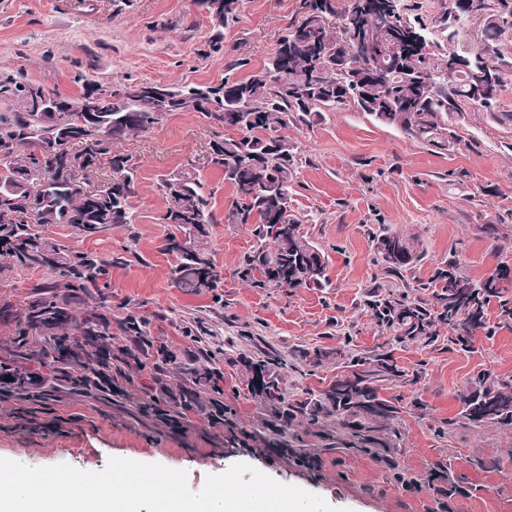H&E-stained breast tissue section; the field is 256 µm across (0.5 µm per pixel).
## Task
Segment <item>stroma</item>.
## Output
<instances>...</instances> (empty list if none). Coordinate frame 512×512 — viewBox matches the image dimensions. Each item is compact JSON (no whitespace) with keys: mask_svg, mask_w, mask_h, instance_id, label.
Wrapping results in <instances>:
<instances>
[{"mask_svg":"<svg viewBox=\"0 0 512 512\" xmlns=\"http://www.w3.org/2000/svg\"><path fill=\"white\" fill-rule=\"evenodd\" d=\"M303 0H241L224 28V49L210 53L212 24L197 0H0V76L37 83L68 98L107 84L149 81L192 87L243 79L278 50L301 19ZM462 139L444 153L374 121L354 106L323 113L312 124L288 125L281 134L298 148L292 208L303 231L328 256L329 285L266 293L236 270L255 239L250 227L228 224L235 194L209 165L208 146L224 129L199 112H180L138 137L113 143L136 170L134 221L96 237L70 225L46 230L62 247L117 257L109 279L112 311L133 310L152 322L156 341L181 360L205 365L199 348L223 350L222 427H208L199 411L180 427L161 422L146 404L169 408L185 380L166 368L136 371L125 394L101 401L69 390L54 393L38 412L26 400L0 399V457L34 467L70 464L102 470L119 457L158 463L187 473L191 490L237 462L322 497L340 512H512V431L469 429L457 420V395L482 370L512 377V328L477 333L470 351L440 342L422 348L394 345L390 352L417 382L387 387L403 399L399 448L392 464L372 456L328 449L306 432L293 447L315 449L314 464L300 462L267 436L257 405L244 394L238 355L279 353L288 363L283 386L294 398L324 389L340 373L329 362L312 375L297 369L303 349L349 345L366 354L381 346L366 306L382 284L429 281L456 257L463 272L482 278L512 269V73L496 111L455 117ZM191 169L210 192L214 259L224 269L221 301L182 293L171 282L166 201L160 178ZM417 237L422 259L403 278L387 276L374 259L370 228ZM135 254H125L129 240ZM43 270L12 268L0 256V305L21 304ZM449 481H442L440 473ZM460 489L449 492V482Z\"/></svg>","mask_w":512,"mask_h":512,"instance_id":"stroma-1","label":"stroma"}]
</instances>
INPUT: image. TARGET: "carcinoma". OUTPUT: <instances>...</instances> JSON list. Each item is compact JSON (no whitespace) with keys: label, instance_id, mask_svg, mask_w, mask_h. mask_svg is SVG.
<instances>
[{"label":"carcinoma","instance_id":"cac0c4a2","mask_svg":"<svg viewBox=\"0 0 512 512\" xmlns=\"http://www.w3.org/2000/svg\"><path fill=\"white\" fill-rule=\"evenodd\" d=\"M240 0H224V11L213 15L214 33L210 50L224 49V27L237 15ZM350 14V24L370 35L378 33L382 18L353 9L352 0H306L301 21L289 29L280 43L288 52L277 50L269 61L245 80L224 79L213 86L181 88L166 86L168 114L201 112L234 134L219 136L210 143V164L224 173L236 199L224 215L226 224L252 227L256 245L241 262L238 274L251 287L263 291L281 288H324L328 261L302 230L292 210V184L296 147L278 131L298 121L309 125L320 113L354 105L378 123L398 126L407 135L440 150H448V137L461 143L448 123L449 116L471 109L476 93L483 92L479 108L491 112L504 91V73L512 68L498 49L499 38L512 28V0H443L435 19L438 38L423 50L396 60L379 62L364 55L354 43L351 29H329V19ZM392 27L419 28L403 5L392 7ZM481 22V44L470 52L483 68L463 70L448 76L440 60L459 49L455 38L466 19ZM353 65L356 80L340 84L337 67ZM495 73L490 85L487 73ZM30 83L11 76L0 77V96L15 99L11 112H0V183L12 192L0 196V255L22 269H45L51 279L32 285L28 302L14 308L0 307V320L16 323V335L8 342L16 357L47 368L41 391L50 396L64 388L105 400L111 391L94 388L103 372L123 379L145 360L171 363L184 375L188 387L183 400L171 407L182 414L186 406H200V396L213 390L217 363L199 368L179 364L166 345L156 344L151 320L131 312L112 316L109 269L116 260L74 249H65L45 235L42 227L68 216L67 223L85 236H95L114 224H132L131 197L135 194L130 159L112 153V142L150 131L157 122V106L146 95L135 97L127 87L112 96L101 95L96 112H62L59 119L68 136L57 151L45 149L59 129L44 123L42 113L24 105ZM110 127L108 138L98 135L101 126ZM79 146L86 166L94 168L108 157L120 177L104 189L89 195L71 180L66 158L71 145ZM159 191L167 208L163 223L170 226L163 250L174 258L172 284L185 294L218 297L224 286V269L216 266L209 226L205 186L192 171L178 170L164 176ZM399 240L406 259L387 254L380 244ZM376 262L386 273L403 277L420 260L415 238L393 234L382 228L372 233ZM508 270H497L474 280L460 270L453 257L446 268L428 284L409 291H384L376 286L367 302L380 332L396 344L430 347L440 340L441 328L448 326V343L464 350L474 336L487 328L486 309L496 304L498 326L512 327V292ZM93 301L81 317H72L77 301ZM128 342L113 349L116 337ZM299 359L308 372L320 370L330 360L344 367L324 389L300 399H290L282 386L279 369L283 359L239 360L242 380L250 399L262 415V425L282 434L296 426L310 428L329 421L336 426V439L346 451L368 455L379 449L399 447L398 428L404 406L399 396L387 397L383 385L404 377L389 352L375 351L362 356L348 345L335 351L303 350ZM259 370L265 381L256 385L248 374ZM458 419L472 428L512 429V379L481 371L458 395Z\"/></svg>","mask_w":512,"mask_h":512}]
</instances>
